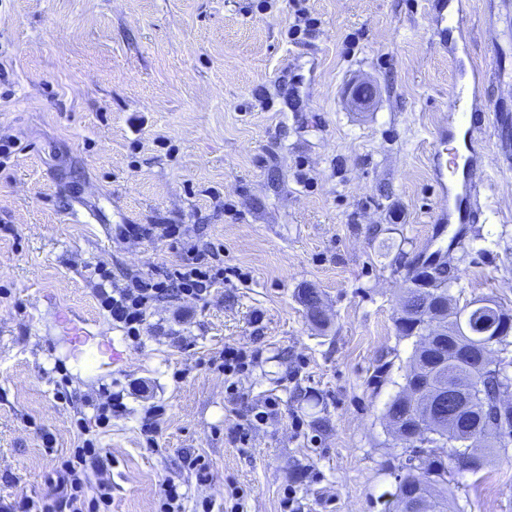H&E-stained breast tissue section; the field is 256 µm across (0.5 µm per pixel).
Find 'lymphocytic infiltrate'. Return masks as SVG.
<instances>
[{"label": "lymphocytic infiltrate", "instance_id": "1", "mask_svg": "<svg viewBox=\"0 0 512 512\" xmlns=\"http://www.w3.org/2000/svg\"><path fill=\"white\" fill-rule=\"evenodd\" d=\"M136 233L180 246L181 262L171 271L129 278L120 287L113 286L109 268L95 266L96 298L101 308L135 341L147 330L161 329V322L153 318L157 303L186 298L204 303L224 284V264L218 251L202 250L189 242L184 225L147 224ZM126 410L120 395L107 394L97 405L93 421L78 419L84 439L68 456L59 458L47 477L46 493L37 498L24 493L0 497V512H111L112 455L88 432L90 425L108 424Z\"/></svg>", "mask_w": 512, "mask_h": 512}]
</instances>
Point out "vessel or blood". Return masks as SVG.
I'll return each instance as SVG.
<instances>
[{"label": "vessel or blood", "instance_id": "1", "mask_svg": "<svg viewBox=\"0 0 512 512\" xmlns=\"http://www.w3.org/2000/svg\"><path fill=\"white\" fill-rule=\"evenodd\" d=\"M448 0H432L430 4L431 35L440 42H447L454 29L459 28L462 20L448 11ZM512 74L507 59L494 55L490 62L473 64L474 84L472 97H480L483 89L500 82ZM452 110L457 116V129L437 128L434 140L438 146L432 156L433 171L437 182H444L446 176L456 179V190L448 196V209L434 215L433 221L444 224L450 221L459 224L473 223L480 209L479 188L474 180L483 166L485 145L481 137L482 125L474 120L467 110L463 96H456ZM499 132L497 146L503 154L512 153V99L502 98L488 115V123ZM462 137L463 149L451 148L455 137Z\"/></svg>", "mask_w": 512, "mask_h": 512}]
</instances>
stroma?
<instances>
[{"instance_id":"stroma-1","label":"stroma","mask_w":512,"mask_h":512,"mask_svg":"<svg viewBox=\"0 0 512 512\" xmlns=\"http://www.w3.org/2000/svg\"><path fill=\"white\" fill-rule=\"evenodd\" d=\"M303 4L318 25L294 39L292 0H0V141L16 145L0 161V496L44 494L108 390L128 412L89 435L112 454V512H155L166 479L186 512L205 498L281 512L290 490L298 512H388L405 450L384 413L414 351L395 328L411 265L442 253L452 296L512 311V172L498 156L475 223L430 221L444 204L433 133L462 78L427 0ZM469 10L458 55L512 56V11ZM357 80L376 91L364 110L348 101ZM79 199L101 223L73 217ZM144 224L223 245L229 278L207 304H159L176 335L136 344L100 307L93 268L121 285L178 265V250L130 234ZM70 323L121 361L93 367ZM227 345L253 357L231 377L208 365ZM268 400L277 417L251 426ZM153 405L165 413L150 450ZM189 449L210 484L184 469ZM452 493L466 512H512V445Z\"/></svg>"}]
</instances>
